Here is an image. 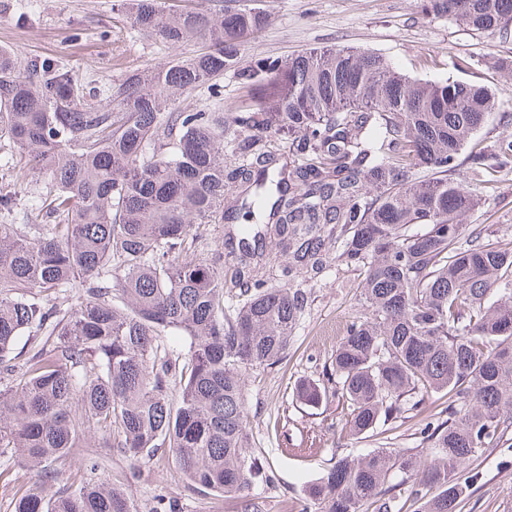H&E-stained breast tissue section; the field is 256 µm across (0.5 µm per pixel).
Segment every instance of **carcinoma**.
<instances>
[{
	"label": "carcinoma",
	"mask_w": 512,
	"mask_h": 512,
	"mask_svg": "<svg viewBox=\"0 0 512 512\" xmlns=\"http://www.w3.org/2000/svg\"><path fill=\"white\" fill-rule=\"evenodd\" d=\"M119 5L146 37L201 49L128 75L101 106L64 63L41 65L50 78L37 81L0 48V142L25 160L0 175V208L33 188L41 200L34 223L0 224V374H21L0 388V455L33 467L67 457L89 419L136 460L168 448L188 488L247 512L261 468L246 454V378L285 360L303 283L341 261L358 272L364 313L327 381L298 398L337 399L348 435L384 443L336 460L290 512H461L478 477L464 472L512 434V235L492 242L465 222L512 169V140L478 138L495 91L410 78L341 46L248 57L264 0ZM421 13L512 41V0H422ZM232 69L247 95L226 107L211 80ZM205 84L213 106L181 110ZM242 216L235 245L192 252L195 226ZM77 279L70 307L48 303ZM33 330L47 339L19 366L15 342ZM174 331L189 340L183 362L160 343ZM417 417L429 461L387 437ZM14 509L134 512L104 483L48 500L37 485Z\"/></svg>",
	"instance_id": "cac0c4a2"
}]
</instances>
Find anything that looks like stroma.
I'll list each match as a JSON object with an SVG mask.
<instances>
[{"label": "stroma", "instance_id": "obj_1", "mask_svg": "<svg viewBox=\"0 0 512 512\" xmlns=\"http://www.w3.org/2000/svg\"><path fill=\"white\" fill-rule=\"evenodd\" d=\"M114 0H0V48L17 50L21 66L60 60L78 82L104 91L130 72L174 56V49L137 33L126 15L113 11ZM420 0H266V28L248 46L251 55L288 58L312 47L352 46L373 50L407 75L455 80L456 55L472 57L474 80L497 89L501 112L512 113V74L499 72L496 58L512 56V44L476 34L455 19L426 18ZM468 223L483 224L490 237L512 232V172L500 173L484 206ZM357 273L340 265L311 289L307 311L297 326L283 364L251 374L245 396L253 432L248 455L268 469L270 483L253 482L249 498L258 512H289L304 486L337 459L359 457L378 448V437L364 440L342 433L337 401L314 409L297 398L303 380L331 373V354L344 329L361 308ZM314 444L303 457L283 454L285 439ZM93 458L95 471L80 468ZM57 480L45 483V495L73 492L96 478L121 486L135 512H241L236 499L186 487L167 449L149 462L125 456L112 436L92 430L68 458L55 465ZM479 477L469 488L462 512H512V445L486 449L478 460ZM37 479L16 456H0V512H14L18 495Z\"/></svg>", "mask_w": 512, "mask_h": 512}]
</instances>
